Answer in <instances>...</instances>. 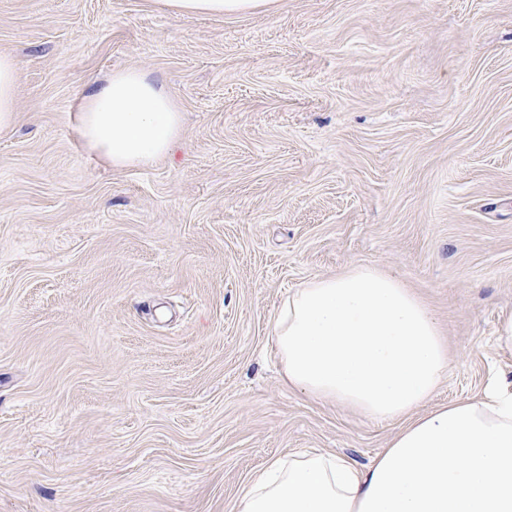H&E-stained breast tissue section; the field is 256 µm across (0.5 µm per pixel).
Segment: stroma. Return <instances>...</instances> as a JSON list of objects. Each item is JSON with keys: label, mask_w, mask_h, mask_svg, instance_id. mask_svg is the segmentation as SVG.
I'll use <instances>...</instances> for the list:
<instances>
[{"label": "stroma", "mask_w": 512, "mask_h": 512, "mask_svg": "<svg viewBox=\"0 0 512 512\" xmlns=\"http://www.w3.org/2000/svg\"><path fill=\"white\" fill-rule=\"evenodd\" d=\"M0 512H234L274 456L369 464L397 432L281 380L271 325L371 264L434 315L431 406L512 381V0H0ZM140 69L174 159L115 169L76 124ZM176 14L237 15L269 8L278 0H162ZM17 60L0 53V130L8 129L15 117Z\"/></svg>", "instance_id": "stroma-1"}]
</instances>
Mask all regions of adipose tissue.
Wrapping results in <instances>:
<instances>
[{"instance_id":"ef3b65f1","label":"adipose tissue","mask_w":512,"mask_h":512,"mask_svg":"<svg viewBox=\"0 0 512 512\" xmlns=\"http://www.w3.org/2000/svg\"><path fill=\"white\" fill-rule=\"evenodd\" d=\"M177 14L237 15L276 0H163ZM182 116L157 81L125 69L95 84L81 143L115 169L168 157ZM289 389L398 432L369 465L343 455L270 458L234 512H512V388L427 409L448 345L423 302L393 274L357 265L291 293L273 326Z\"/></svg>"}]
</instances>
